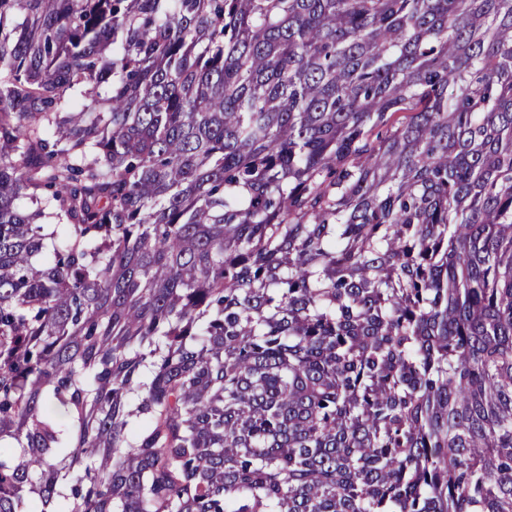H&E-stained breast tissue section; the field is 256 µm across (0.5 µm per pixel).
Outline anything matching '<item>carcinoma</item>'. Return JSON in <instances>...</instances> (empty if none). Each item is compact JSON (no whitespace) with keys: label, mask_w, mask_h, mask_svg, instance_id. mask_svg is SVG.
Wrapping results in <instances>:
<instances>
[{"label":"carcinoma","mask_w":512,"mask_h":512,"mask_svg":"<svg viewBox=\"0 0 512 512\" xmlns=\"http://www.w3.org/2000/svg\"><path fill=\"white\" fill-rule=\"evenodd\" d=\"M0 512H512V0H0Z\"/></svg>","instance_id":"cac0c4a2"}]
</instances>
